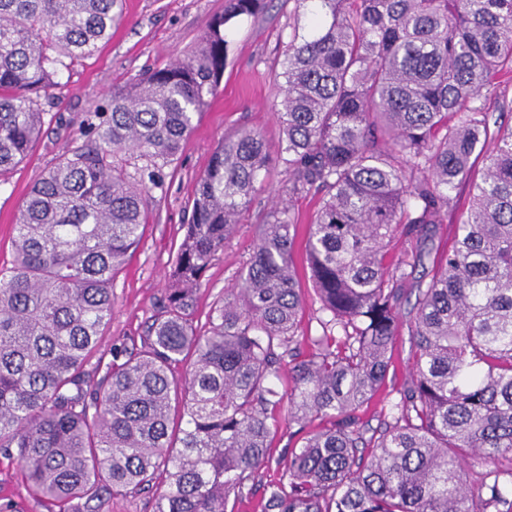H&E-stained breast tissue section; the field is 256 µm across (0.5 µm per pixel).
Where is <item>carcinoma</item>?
<instances>
[{
  "label": "carcinoma",
  "mask_w": 512,
  "mask_h": 512,
  "mask_svg": "<svg viewBox=\"0 0 512 512\" xmlns=\"http://www.w3.org/2000/svg\"><path fill=\"white\" fill-rule=\"evenodd\" d=\"M288 2L281 195H319L304 248L322 335L306 351L296 339L286 204L199 323L196 291L270 161L262 135L241 129L198 178L149 336L91 385L145 197L216 96L231 25L264 5L227 0L187 58L90 113L87 143L20 206L0 268V453L70 512L156 484L155 512H225L270 464L280 420L321 419L261 512H512V128L489 105L495 77L512 73V0ZM117 6L0 0L1 177L40 138L50 87L110 39ZM462 184L472 203L437 265L425 241ZM403 241L417 246L388 261ZM403 328L412 378L367 438L358 411L385 385Z\"/></svg>",
  "instance_id": "1"
}]
</instances>
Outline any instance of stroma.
I'll list each match as a JSON object with an SVG mask.
<instances>
[{"instance_id":"1","label":"stroma","mask_w":512,"mask_h":512,"mask_svg":"<svg viewBox=\"0 0 512 512\" xmlns=\"http://www.w3.org/2000/svg\"><path fill=\"white\" fill-rule=\"evenodd\" d=\"M224 6L225 0H120L111 39L64 72L50 92L52 122L45 125L29 158L0 182V267L12 261L14 225L23 200L62 152L84 142L89 112L104 104L112 91L128 87L146 71L186 58ZM288 35V6L283 0H265L262 12L231 30L218 92L177 159L165 168L163 187L148 194L143 238L112 284V320L103 330L100 348L104 363H111L113 348L141 345L170 285L172 261L184 236L199 176L224 136L249 129L263 136L271 164L261 173L253 202L243 213L236 234L203 278L199 316H206L213 301L236 282L252 251L256 226L272 207L285 178L277 161L281 136L276 110L281 91L274 74ZM410 371L409 340L401 335L393 344L385 387L359 413L367 428H379L391 404L399 400ZM299 439L297 428L280 425L272 440L274 465L259 471L251 493L229 500V512H258L265 488L283 479V462ZM0 512H50L48 504L29 494L17 464L1 455Z\"/></svg>"}]
</instances>
